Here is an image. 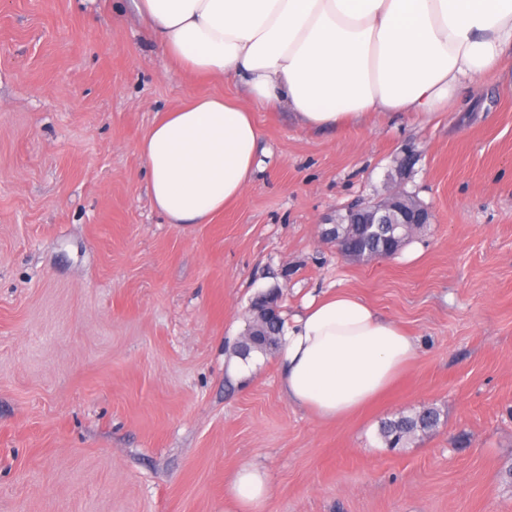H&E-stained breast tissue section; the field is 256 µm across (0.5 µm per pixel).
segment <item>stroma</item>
Returning <instances> with one entry per match:
<instances>
[{
    "mask_svg": "<svg viewBox=\"0 0 512 512\" xmlns=\"http://www.w3.org/2000/svg\"><path fill=\"white\" fill-rule=\"evenodd\" d=\"M232 80L173 65L132 0H0V512H224L234 473L263 512H512V92L377 113L331 132L260 112L263 170L208 224L152 205L139 146ZM401 181L435 215L392 259L344 258L325 220ZM283 317L350 289L417 340L376 403L324 422L277 353L235 369L252 301ZM441 425L386 447L382 420ZM269 490L265 473L243 466L232 478L230 491L224 498V512H262Z\"/></svg>",
    "mask_w": 512,
    "mask_h": 512,
    "instance_id": "1",
    "label": "stroma"
}]
</instances>
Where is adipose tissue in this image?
I'll use <instances>...</instances> for the list:
<instances>
[{
  "instance_id": "adipose-tissue-1",
  "label": "adipose tissue",
  "mask_w": 512,
  "mask_h": 512,
  "mask_svg": "<svg viewBox=\"0 0 512 512\" xmlns=\"http://www.w3.org/2000/svg\"><path fill=\"white\" fill-rule=\"evenodd\" d=\"M163 53L199 77L229 78L249 105L197 96L161 113L140 145L154 207L208 224L261 170L258 110L288 109L305 129L367 113L428 117L499 75L512 92V0H134ZM417 342L357 294L336 289L292 315L280 357L289 401L325 421L375 400ZM265 473L244 466L224 512H262Z\"/></svg>"
}]
</instances>
